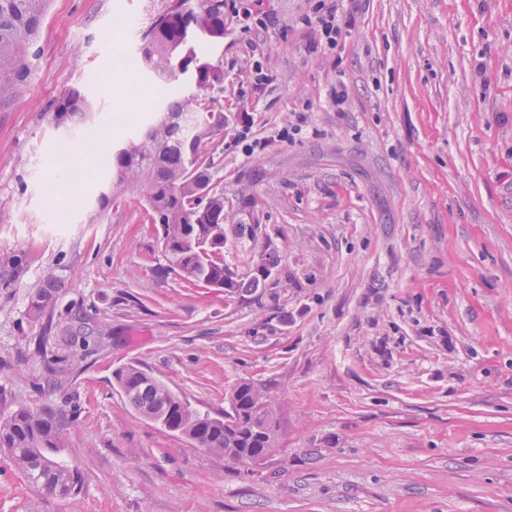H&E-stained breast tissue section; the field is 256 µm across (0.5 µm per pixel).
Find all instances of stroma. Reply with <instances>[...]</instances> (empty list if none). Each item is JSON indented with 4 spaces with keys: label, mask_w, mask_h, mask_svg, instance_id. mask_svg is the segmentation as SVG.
Listing matches in <instances>:
<instances>
[{
    "label": "stroma",
    "mask_w": 512,
    "mask_h": 512,
    "mask_svg": "<svg viewBox=\"0 0 512 512\" xmlns=\"http://www.w3.org/2000/svg\"><path fill=\"white\" fill-rule=\"evenodd\" d=\"M168 3L51 0L0 109V416L65 410L59 456L83 482L45 494L0 453V512H512V0H339L333 48L318 0L225 4L223 41H198L231 115L212 169L224 262L278 260L233 295L169 270L111 151L74 171L79 206L47 201L60 143L119 144L193 94L136 63ZM127 73L153 91L135 111ZM73 87L94 110L55 127ZM126 365L213 416L238 382L265 387L277 451L246 466L165 430L117 387ZM57 282V277L48 275L30 295L29 315L32 318H39L44 309L52 302L53 290L58 288Z\"/></svg>",
    "instance_id": "1"
}]
</instances>
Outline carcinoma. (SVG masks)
I'll list each match as a JSON object with an SVG mask.
<instances>
[{
    "instance_id": "obj_1",
    "label": "carcinoma",
    "mask_w": 512,
    "mask_h": 512,
    "mask_svg": "<svg viewBox=\"0 0 512 512\" xmlns=\"http://www.w3.org/2000/svg\"><path fill=\"white\" fill-rule=\"evenodd\" d=\"M48 0H0V105L9 104L32 75L37 37ZM224 38V0H172L141 34L139 62L162 81L189 76L197 89L224 91V70L200 56L194 37ZM51 122L68 127L91 105L72 88L49 106ZM224 109L214 98L197 95L169 102L156 124L126 140L112 153L113 186L139 187L144 210L160 225L162 254L169 266L193 283L235 293L262 287L270 264L240 278L224 264V192L212 186L213 157L205 147L224 131ZM57 277L47 276L30 295L29 315L38 318L53 300ZM115 381L141 415L155 414L164 427L199 448L237 463L258 466L276 450L280 423L271 396L252 382L232 391L229 409L213 417L200 414L162 382L136 366L115 372ZM68 419L51 410L21 407L0 420V452L27 481L49 495L79 493L77 468L55 459Z\"/></svg>"
}]
</instances>
